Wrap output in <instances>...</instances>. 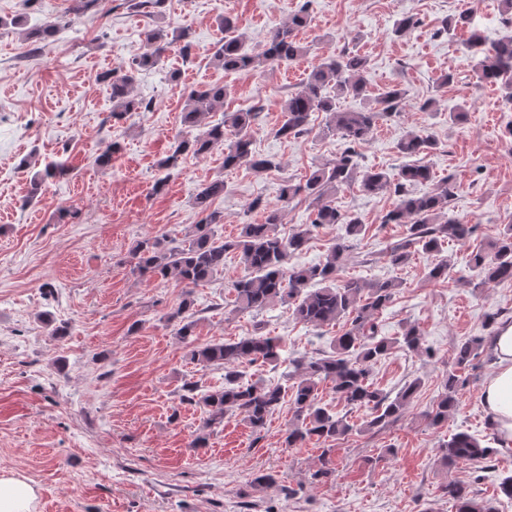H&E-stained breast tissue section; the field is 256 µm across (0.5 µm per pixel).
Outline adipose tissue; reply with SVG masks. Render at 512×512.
Returning a JSON list of instances; mask_svg holds the SVG:
<instances>
[{
  "mask_svg": "<svg viewBox=\"0 0 512 512\" xmlns=\"http://www.w3.org/2000/svg\"><path fill=\"white\" fill-rule=\"evenodd\" d=\"M495 370L481 391L483 407L500 435L512 440V322L500 325L492 340ZM38 493L16 472L0 474V512H35Z\"/></svg>",
  "mask_w": 512,
  "mask_h": 512,
  "instance_id": "ef3b65f1",
  "label": "adipose tissue"
}]
</instances>
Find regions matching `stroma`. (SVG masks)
Here are the masks:
<instances>
[{
	"instance_id": "stroma-1",
	"label": "stroma",
	"mask_w": 512,
	"mask_h": 512,
	"mask_svg": "<svg viewBox=\"0 0 512 512\" xmlns=\"http://www.w3.org/2000/svg\"><path fill=\"white\" fill-rule=\"evenodd\" d=\"M473 1L165 0L155 13L99 0L77 13L74 0H0V17L22 18L0 28V471L22 473L37 486L36 512H455L442 491L448 481L494 500L497 512H512V500L498 495L512 455L479 472L466 465L444 472L436 464L453 434L493 435L481 402L495 368L491 351L460 372V404L447 421L432 425L423 417L456 371V344L487 335L490 315L512 321V283L480 284L465 261L512 224V105L498 87L478 84L464 48L468 30L437 33L445 17L469 12ZM302 8L309 15L297 33L303 56L251 72L227 71L215 61L224 40L220 18L235 19L247 46L258 49ZM408 15L418 25L396 35ZM55 18L59 31L34 52L30 32ZM156 27L189 28L190 51H170L158 66L139 70L134 93L151 109L115 118L110 90L96 76L129 70ZM345 51L367 58L370 95L392 84L406 92L400 112L381 117L360 147V167L398 173L409 162L399 142L412 133L431 135L437 145L423 161L436 179L451 178L450 210L476 231L394 267L383 253L406 232L384 221L395 196L355 184L338 191L337 208L358 213L366 226L338 280H396L392 301L377 316L378 333L393 338L416 326L424 349H394L371 368V381L392 397L409 380H421L404 416L384 431H363L367 409L346 411L322 384L321 405L347 414L358 430L335 441L336 473L318 483L311 474L319 442L284 445L292 396L259 434L238 412L206 426L204 407L182 402L185 382L204 392L223 386L224 370L193 363L192 343L179 339L177 323L166 316L191 299L193 343L279 336L292 359L327 351L342 325L300 322L281 302L236 310L232 284L243 274L236 253L225 256L223 272L210 283L189 290L172 278H139L129 251L148 237H184L200 220L193 197L203 184L223 180L214 206L224 213L219 235L231 239L241 225L263 222L282 183L336 160L345 143L326 134L325 113H313L300 137L285 140L275 131L286 119L289 92L323 57ZM444 74L451 77L445 86L438 82ZM206 84L227 91L223 111L210 113L209 122L257 109L253 148L274 159L276 169L225 168L220 145L163 167L174 140L188 132L181 116L190 91ZM428 99L433 111H421ZM463 108L466 121L454 123L451 113ZM114 144L111 166H99L97 156ZM55 162L65 173L30 198L34 168ZM442 260L451 263L447 279L429 280ZM46 312L52 322L43 320ZM57 322L69 323V336H53ZM200 435L206 447H194ZM372 456L377 464L367 465ZM261 473L273 474L274 483L253 485Z\"/></svg>"
}]
</instances>
